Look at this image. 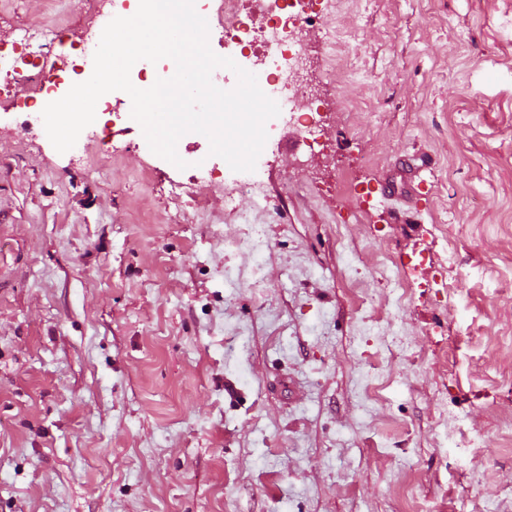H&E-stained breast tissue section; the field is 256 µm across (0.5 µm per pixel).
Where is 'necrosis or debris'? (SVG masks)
<instances>
[{
  "label": "necrosis or debris",
  "mask_w": 512,
  "mask_h": 512,
  "mask_svg": "<svg viewBox=\"0 0 512 512\" xmlns=\"http://www.w3.org/2000/svg\"><path fill=\"white\" fill-rule=\"evenodd\" d=\"M323 0H196L201 15L210 17L224 43L234 45L238 65L255 73L282 102H292L293 89L281 79V69L289 60L307 55L302 37L306 20L318 17ZM19 55L0 52V70L9 82L28 86L29 95L14 102L15 117L21 123L53 101L61 99L73 84L88 80V66H76L72 48L93 53L84 34L57 26L46 28L26 24L18 29ZM58 46L59 54H46L47 46Z\"/></svg>",
  "instance_id": "necrosis-or-debris-1"
}]
</instances>
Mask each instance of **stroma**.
Masks as SVG:
<instances>
[{
	"mask_svg": "<svg viewBox=\"0 0 512 512\" xmlns=\"http://www.w3.org/2000/svg\"><path fill=\"white\" fill-rule=\"evenodd\" d=\"M87 8L0 0V48ZM304 35L320 146L267 139L255 195L199 180L207 138L61 153L0 95V512H512V0ZM406 155L417 201L381 193Z\"/></svg>",
	"mask_w": 512,
	"mask_h": 512,
	"instance_id": "stroma-1",
	"label": "stroma"
}]
</instances>
